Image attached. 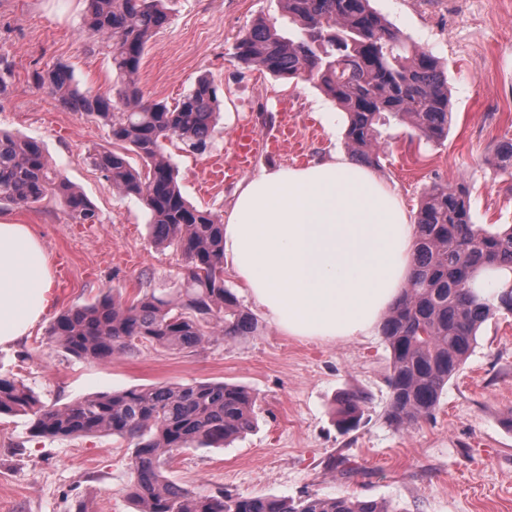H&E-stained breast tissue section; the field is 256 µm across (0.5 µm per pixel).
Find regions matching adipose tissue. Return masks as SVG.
<instances>
[{
    "mask_svg": "<svg viewBox=\"0 0 512 512\" xmlns=\"http://www.w3.org/2000/svg\"><path fill=\"white\" fill-rule=\"evenodd\" d=\"M415 228L395 192L340 153L264 168L224 215V257L266 317L291 336L371 334L413 273ZM43 244L0 221V346L52 303Z\"/></svg>",
    "mask_w": 512,
    "mask_h": 512,
    "instance_id": "obj_1",
    "label": "adipose tissue"
}]
</instances>
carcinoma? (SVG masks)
<instances>
[{"label":"carcinoma","instance_id":"cac0c4a2","mask_svg":"<svg viewBox=\"0 0 512 512\" xmlns=\"http://www.w3.org/2000/svg\"><path fill=\"white\" fill-rule=\"evenodd\" d=\"M296 30L286 36L259 21L235 44V58L276 78L316 83L346 117L351 158L380 166L382 127L395 120L419 137L439 141L451 119L448 81L437 59L401 35L370 0H281ZM168 21L165 0H87L83 30L101 42L119 86L113 100L75 82L58 66L34 71L37 87L64 108L84 112L108 131L112 143L90 163L125 197L141 200L151 215L155 244L173 245L187 277L172 294L146 288L129 303L109 291L94 302L62 312L48 343L93 361H109L139 347L195 352L217 333L252 336L254 316L224 283V220L182 195L165 141L177 137L203 153L211 143L217 87L198 78L175 103L144 99L139 71L150 40ZM487 162L512 176V138L495 145ZM52 195L78 224L99 215L85 195L53 169L41 143L0 131V206L31 205ZM415 272L381 326L390 351L385 420L404 426L430 417L444 387L477 344L481 326L512 313V225L485 228L472 220L469 188L433 183L415 217ZM366 397L341 398L337 423L358 426ZM256 396L224 382L158 383L49 406L23 379L0 375V416L30 417L38 437L73 439L106 432L133 443L127 497L137 512H402L354 496L297 499L242 496L217 489L189 491L167 476L177 452L225 446L256 424Z\"/></svg>","mask_w":512,"mask_h":512}]
</instances>
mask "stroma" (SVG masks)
<instances>
[{"label":"stroma","instance_id":"obj_1","mask_svg":"<svg viewBox=\"0 0 512 512\" xmlns=\"http://www.w3.org/2000/svg\"><path fill=\"white\" fill-rule=\"evenodd\" d=\"M404 36L431 52L448 75L452 122L429 142L402 125L382 138L376 177L416 215L425 189L466 183L475 223L512 224V177L487 164L512 134V0H370ZM86 0H0V129L40 142L52 165L95 206L100 221L74 223L55 199L5 205L0 217L31 227L49 261L65 258L69 275L54 282V303L29 335L0 347V374L22 378L40 399L63 406L91 394L157 383L229 382L256 397L257 424L223 448L175 456L168 476L205 494L354 495L387 501L399 512H512V315L499 313L445 388L434 415L397 428L384 419L390 352L381 334L328 341L291 336L267 320L232 268L224 281L257 321L255 335L219 337L194 353L141 350L98 362L44 341L54 319L107 291L133 299L151 287L170 292L186 275L175 247L155 245L150 216L137 199L113 192L87 161L110 146L105 127L59 106L39 90L37 69L67 66L81 86L112 95L107 55L82 32ZM169 20L140 67L146 98L175 101L200 76L218 86L220 114L202 154L180 140L166 151L183 196L221 215L236 184L205 194L213 161L230 159L235 131L272 126L287 99L301 154L260 152L254 170L295 167L345 149V115L315 84L278 79L240 64L233 46L255 21L292 29L279 0H167ZM366 398L359 426L337 425V400ZM127 442L99 434L68 441L33 436L24 415L0 418V512H134L125 495Z\"/></svg>","mask_w":512,"mask_h":512}]
</instances>
